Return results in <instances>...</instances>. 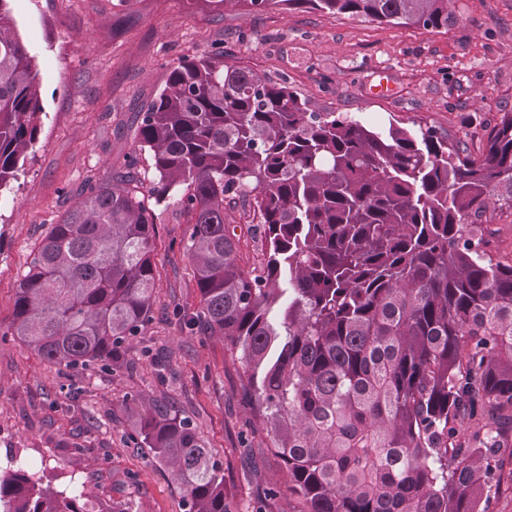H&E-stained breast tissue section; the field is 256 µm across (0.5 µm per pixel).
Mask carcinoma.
I'll use <instances>...</instances> for the list:
<instances>
[{
    "label": "carcinoma",
    "instance_id": "cac0c4a2",
    "mask_svg": "<svg viewBox=\"0 0 512 512\" xmlns=\"http://www.w3.org/2000/svg\"><path fill=\"white\" fill-rule=\"evenodd\" d=\"M219 13L274 6L446 30L450 0H203ZM34 58L0 0V191L35 148ZM149 186L90 184L33 254L0 336L72 369H107L152 318L156 208L178 196V247L199 306L184 319L224 341L253 423L306 512H488L512 431V265L484 225L512 213V112L481 154L430 128L311 112L282 78L215 48L178 61L139 114ZM244 203L243 256L226 205ZM486 419L466 441L457 426ZM173 469L186 512H232L192 420L157 401L138 424ZM0 512H98L18 461L0 466Z\"/></svg>",
    "mask_w": 512,
    "mask_h": 512
}]
</instances>
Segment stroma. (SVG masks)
<instances>
[{
    "instance_id": "obj_1",
    "label": "stroma",
    "mask_w": 512,
    "mask_h": 512,
    "mask_svg": "<svg viewBox=\"0 0 512 512\" xmlns=\"http://www.w3.org/2000/svg\"><path fill=\"white\" fill-rule=\"evenodd\" d=\"M38 72L44 116L25 169L0 192V323L41 239L86 183H111L150 158L137 115L169 67L224 46L227 61L287 78L312 112H346L375 128L426 124L470 152L512 111V0H457L452 29L428 32L317 11L207 12L190 0H9ZM390 96L374 97L379 81ZM490 257L512 264V214L485 225ZM187 217L178 199L157 209L154 318L120 368L75 371L0 339V461L13 455L56 489L84 485L101 512L136 501L139 512H185L166 468L135 433L140 397L191 417L224 470L233 512H305L282 460L241 401L223 343L185 328L199 296L174 241ZM275 489L266 497V489Z\"/></svg>"
}]
</instances>
